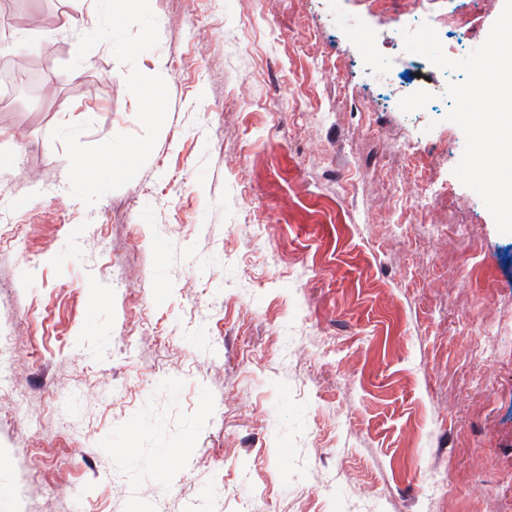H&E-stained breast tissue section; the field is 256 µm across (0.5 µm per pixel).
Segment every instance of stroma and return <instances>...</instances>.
<instances>
[{"label":"stroma","instance_id":"stroma-1","mask_svg":"<svg viewBox=\"0 0 512 512\" xmlns=\"http://www.w3.org/2000/svg\"><path fill=\"white\" fill-rule=\"evenodd\" d=\"M504 2L150 0L168 116L89 208L50 134H142L127 68L66 71L84 0H0L45 85L0 102V512H512V233L402 37L463 58Z\"/></svg>","mask_w":512,"mask_h":512}]
</instances>
